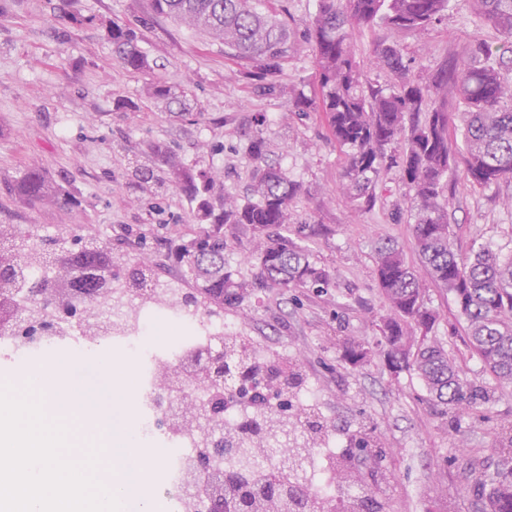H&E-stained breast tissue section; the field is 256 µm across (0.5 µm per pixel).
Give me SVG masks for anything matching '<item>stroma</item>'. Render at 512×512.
I'll return each instance as SVG.
<instances>
[{"label": "stroma", "mask_w": 512, "mask_h": 512, "mask_svg": "<svg viewBox=\"0 0 512 512\" xmlns=\"http://www.w3.org/2000/svg\"><path fill=\"white\" fill-rule=\"evenodd\" d=\"M318 3L269 0L295 47L272 77L276 93L267 95L223 45L155 15L151 0H0V223L34 224L46 234L73 227L111 240L130 257L148 255L162 277L184 276L173 249L196 232V203L168 180L138 186L136 171L158 168L148 144H164L191 172L213 173L210 200L219 210L225 198H249L250 144L261 135L268 159L300 187L290 228L333 279L321 291L259 289L243 306L225 308V320L261 351L299 359L305 379L321 390L318 410L338 455L360 430L373 429L387 457L368 488L388 496L392 512H483L474 488L496 467L499 428L512 422V393L444 416L416 375L391 377L379 356L350 367L334 345L339 337L375 341L387 304L373 279L374 250L386 238L408 246L412 232L399 167L383 169L372 203L343 194L345 156L322 114L289 109L297 92L315 87V52L305 31ZM113 22L137 30L157 69L122 68L107 37ZM477 38L492 45L502 40L497 30L476 25L467 0H451L440 25L416 33L361 26L351 47L363 80L385 87L394 79L375 63L379 43L395 44L413 74L426 77L460 60ZM158 81L185 90L188 114L152 96ZM31 167L71 190L73 203H21L10 187ZM448 180L458 253L469 255L473 244L484 243L501 258L512 257V183L480 187L458 170ZM224 238L230 268L254 280L252 231L232 225ZM427 299L440 315L437 339L460 358L468 379L488 382L451 296L431 284Z\"/></svg>", "instance_id": "1"}]
</instances>
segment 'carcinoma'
Returning a JSON list of instances; mask_svg holds the SVG:
<instances>
[{
    "instance_id": "carcinoma-1",
    "label": "carcinoma",
    "mask_w": 512,
    "mask_h": 512,
    "mask_svg": "<svg viewBox=\"0 0 512 512\" xmlns=\"http://www.w3.org/2000/svg\"><path fill=\"white\" fill-rule=\"evenodd\" d=\"M255 0H152L158 15L184 22L195 30L213 35L224 43V52L246 62L250 76L270 75L293 48L288 28L276 17L253 6ZM450 0H319V8L308 27L315 45L316 87L312 95L298 92L290 102L293 112H321L331 135L343 151L346 165L341 189L352 198L372 201L388 148L403 144L398 164L402 180L415 204L412 249L429 279L452 295L459 316L465 321L471 349L476 353L496 387L486 389L471 383L454 355L435 339L428 338L438 313L428 306L426 288L404 249L387 240L375 253V281L389 304L390 313L379 326L380 345L389 371L397 376L413 373L425 384L433 402L443 409H457L496 400L498 390L512 387V258L483 247L462 257L454 248L453 232L444 204L446 181L452 169L480 186L512 183V82L501 70L512 66V0H468L479 22L497 29L504 42L494 48L476 41L468 56L450 66L444 64L423 79L411 74L399 49L391 44L377 46V65L398 78L387 92L363 82L351 49V32L359 25L381 21L406 32L425 31L440 23ZM113 52L130 70L151 69L138 48L136 32L112 23L107 29ZM453 86L464 105L457 113L463 125V146L450 140L452 113L439 95ZM152 95L183 105V94L173 86L155 83ZM254 160L252 198L243 204H224L216 215L206 197L212 176L178 173L177 187L197 201L201 224L190 241L178 248V259L186 267L193 288L179 279L163 281L149 260H130L112 245L94 235L71 229L51 236L39 229L27 231L19 224H0V304L23 311L31 325L51 323L50 334L59 335L73 324L57 320L56 298L66 293L82 300L81 335L89 340L112 334L133 315L134 305L143 300L172 303L189 312L201 310L221 317L224 306H241L252 289H323L331 274L316 265L310 250L288 230V210L298 186L280 166L269 162L260 136L251 142ZM14 194L29 205L49 198L69 201L71 196L38 169L26 170L13 184ZM247 224L259 238L255 254L261 278L246 281L234 274L224 259V225ZM69 281L62 291L54 286V274ZM110 308L119 316L103 319ZM224 354L249 377H262L270 387H283L284 396L303 383L301 365L289 359L254 361L253 344L247 337L220 340ZM343 357L353 367L376 353L369 342L336 339ZM211 401L191 399L184 408L183 425L188 430H207L208 436L224 433L221 416L210 412ZM255 414L241 425L237 476L243 482L264 483L276 473L288 482V499L275 501L265 495L249 498L252 512H382L373 498L354 500L311 496L297 481L307 454L327 426L314 408L299 415L285 409L255 406ZM280 438L281 446L268 452L267 437ZM500 459L492 476L478 488L486 497L488 512H512V426L500 440ZM343 483L362 485L346 457L336 462Z\"/></svg>"
}]
</instances>
